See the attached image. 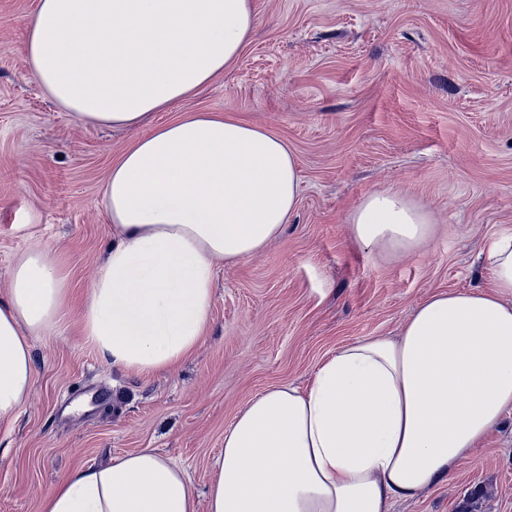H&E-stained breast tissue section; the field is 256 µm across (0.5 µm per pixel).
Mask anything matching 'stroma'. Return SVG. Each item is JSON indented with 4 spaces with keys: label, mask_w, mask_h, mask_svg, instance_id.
<instances>
[{
    "label": "stroma",
    "mask_w": 512,
    "mask_h": 512,
    "mask_svg": "<svg viewBox=\"0 0 512 512\" xmlns=\"http://www.w3.org/2000/svg\"><path fill=\"white\" fill-rule=\"evenodd\" d=\"M36 0H0V298L15 258L58 250L70 301L32 339L33 382L0 427V512H39L67 472L154 448L192 479L197 512L224 432L272 385H311L346 344L395 336L432 294L489 288V238L512 226V0H254L236 62L154 113L220 112L282 138L298 204L257 255L217 267L210 324L179 368L145 379L86 342L84 294L112 245L102 188L133 134L57 107L26 56ZM393 191L428 239L373 252L348 218ZM512 512V414L446 482L393 512Z\"/></svg>",
    "instance_id": "35a3bbf8"
}]
</instances>
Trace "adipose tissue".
<instances>
[{"mask_svg":"<svg viewBox=\"0 0 512 512\" xmlns=\"http://www.w3.org/2000/svg\"><path fill=\"white\" fill-rule=\"evenodd\" d=\"M253 0H38L30 72L75 117L139 128L230 67ZM298 164L275 134L219 113L135 137L103 202L116 238L90 283L83 333L142 377L178 367L209 325L218 263L257 254L287 223ZM365 248L410 247L427 213L391 192L351 214ZM491 290L421 302L399 336L337 349L305 391L271 386L224 433L208 512H392L449 480L512 412V227L488 242ZM69 286L56 250L19 256L0 300V424L33 378L30 340L58 328ZM40 512H196L185 471L152 449L80 467Z\"/></svg>","mask_w":512,"mask_h":512,"instance_id":"1","label":"adipose tissue"}]
</instances>
